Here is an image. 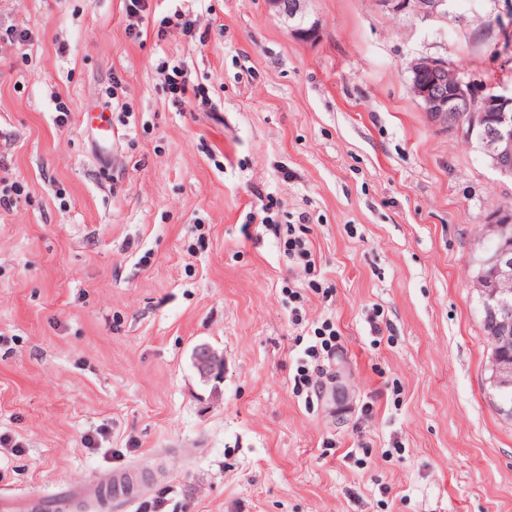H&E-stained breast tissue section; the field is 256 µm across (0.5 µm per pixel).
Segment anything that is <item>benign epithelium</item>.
Instances as JSON below:
<instances>
[{"label": "benign epithelium", "mask_w": 512, "mask_h": 512, "mask_svg": "<svg viewBox=\"0 0 512 512\" xmlns=\"http://www.w3.org/2000/svg\"><path fill=\"white\" fill-rule=\"evenodd\" d=\"M308 0H293L283 10L282 0H268L271 9L288 20L297 38L310 40L318 25L309 22ZM391 12L415 10L426 17L445 14L448 0H378ZM411 91L420 101L430 120L448 130H462L475 140L484 155L495 161L504 152L512 154V88L498 82L485 87L476 83L462 69L447 60L421 57L410 63ZM497 127V135L481 134L488 122ZM491 263L495 285L483 295L488 308H508L512 305V246L497 249Z\"/></svg>", "instance_id": "7a95c632"}]
</instances>
